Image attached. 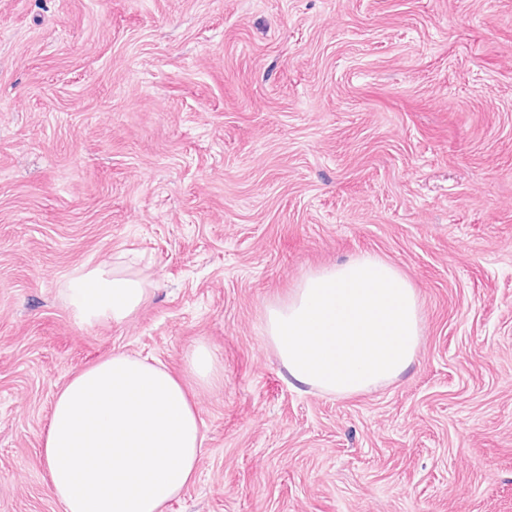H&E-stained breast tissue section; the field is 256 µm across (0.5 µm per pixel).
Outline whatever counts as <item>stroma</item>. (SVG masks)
<instances>
[{"label": "stroma", "mask_w": 512, "mask_h": 512, "mask_svg": "<svg viewBox=\"0 0 512 512\" xmlns=\"http://www.w3.org/2000/svg\"><path fill=\"white\" fill-rule=\"evenodd\" d=\"M361 253L417 291L413 364L292 383L266 306ZM120 255L148 303L78 325L69 274ZM201 342L168 512H512V0H0V512H61L73 375Z\"/></svg>", "instance_id": "obj_1"}]
</instances>
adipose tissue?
<instances>
[{"instance_id":"ef3b65f1","label":"adipose tissue","mask_w":512,"mask_h":512,"mask_svg":"<svg viewBox=\"0 0 512 512\" xmlns=\"http://www.w3.org/2000/svg\"><path fill=\"white\" fill-rule=\"evenodd\" d=\"M150 294L145 277L106 264L75 269L65 288L74 318L88 325L125 321ZM222 380L203 344L183 379L122 352L82 370L56 393L46 426L49 494L63 512H167L193 482L205 439L191 388Z\"/></svg>"}]
</instances>
